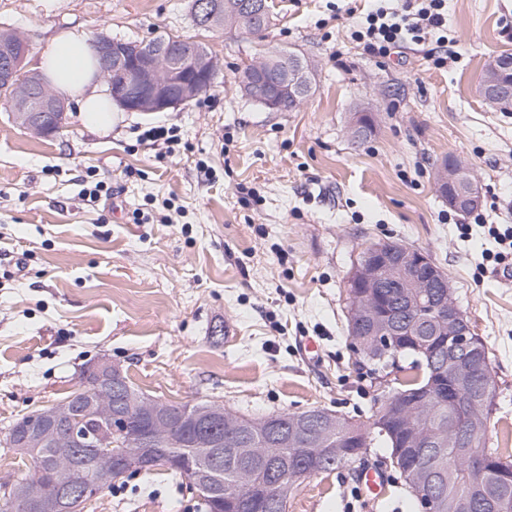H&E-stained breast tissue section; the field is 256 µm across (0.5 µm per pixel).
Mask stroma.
<instances>
[{"instance_id": "1", "label": "stroma", "mask_w": 512, "mask_h": 512, "mask_svg": "<svg viewBox=\"0 0 512 512\" xmlns=\"http://www.w3.org/2000/svg\"><path fill=\"white\" fill-rule=\"evenodd\" d=\"M447 3L438 69L425 59L431 38L385 59L365 52L351 31L369 0H270L259 40L196 28L192 0H0V30L33 44L29 73L67 30L92 41L190 38L220 69L187 105L116 109L106 134L74 107L50 138L0 108V432L61 400L100 357L171 404L369 414L377 391L347 333V274L371 244L400 242L447 274L485 341L497 380L491 443L512 455V286L493 277L499 246L488 234L512 225V112L479 93L486 62L512 53V0ZM281 48L310 60L314 91L270 112L238 76ZM358 112L375 123L357 143ZM158 125L182 137L165 157L138 142ZM450 156L480 181L485 223L439 196L435 171ZM95 179L112 195L90 203ZM308 338L317 351H304ZM360 480L345 467L314 476L288 512H412L396 473L375 501ZM80 510L207 512L162 467L128 474Z\"/></svg>"}]
</instances>
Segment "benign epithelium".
<instances>
[{
  "instance_id": "1",
  "label": "benign epithelium",
  "mask_w": 512,
  "mask_h": 512,
  "mask_svg": "<svg viewBox=\"0 0 512 512\" xmlns=\"http://www.w3.org/2000/svg\"><path fill=\"white\" fill-rule=\"evenodd\" d=\"M253 0L225 5V25H237L251 14H258ZM217 9L212 0H195L194 17L203 27L216 23ZM31 50L30 40L16 33L10 43L0 47V84L13 90L10 106L24 125L43 135L56 132L60 113L67 111V98L46 85L31 87L19 70L18 61ZM100 62V73L110 83L112 100L121 108L135 112H163L186 104L201 94L204 86L215 82L218 68L211 57L193 42L148 44L124 42L103 37L93 44ZM247 96L275 110L286 99L300 107L312 94L313 69L310 63L292 52H282L255 62L238 77ZM481 94L493 109L512 104V54L491 58L481 78ZM438 188L448 189L444 199L456 210L481 206L482 187L461 161L452 158L438 174ZM383 245L368 247L360 276L370 286L409 277L422 288H432L442 280L429 255L420 250H401L394 259L374 264L370 257L382 253ZM437 314L448 322V367L459 369L473 382L485 387L484 399L492 397V370L487 354L465 315L450 294L427 312L422 320ZM98 390V398L86 403L84 390L25 415L20 426L8 435V444L22 452L35 453L41 448H67L79 455L93 454L102 464L95 478L79 479L71 472L55 471L49 484L37 479L23 490L11 493L10 502L17 512H77L80 502L100 493L104 482L124 475L151 470L162 459L178 462L174 448L190 449L189 469H197L191 487L198 494L213 493L224 475V436L214 425L224 415V408L214 406L206 412L173 410L167 403L134 391L119 368L101 358L86 372ZM318 457L296 467L292 475L299 486L315 475ZM487 450L479 449L466 457L472 470L492 469ZM420 512H436L438 499L430 485L415 486Z\"/></svg>"
}]
</instances>
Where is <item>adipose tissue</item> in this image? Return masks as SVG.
Wrapping results in <instances>:
<instances>
[{
	"label": "adipose tissue",
	"mask_w": 512,
	"mask_h": 512,
	"mask_svg": "<svg viewBox=\"0 0 512 512\" xmlns=\"http://www.w3.org/2000/svg\"><path fill=\"white\" fill-rule=\"evenodd\" d=\"M39 67L50 84L68 92L85 127L106 132L112 127L114 104L85 35L71 31L51 38L40 55Z\"/></svg>",
	"instance_id": "1"
}]
</instances>
